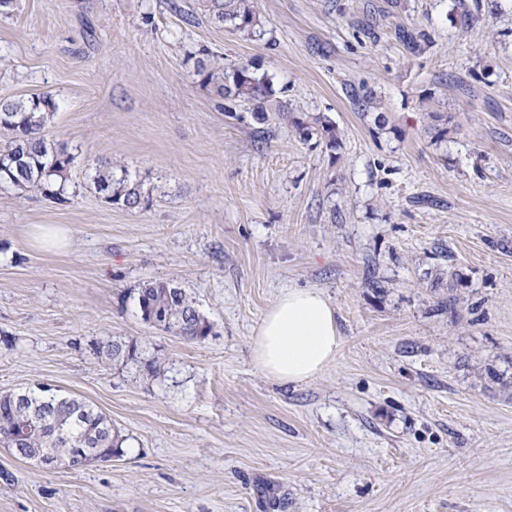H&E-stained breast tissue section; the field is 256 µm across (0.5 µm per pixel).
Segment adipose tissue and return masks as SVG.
<instances>
[{
  "label": "adipose tissue",
  "instance_id": "adipose-tissue-1",
  "mask_svg": "<svg viewBox=\"0 0 512 512\" xmlns=\"http://www.w3.org/2000/svg\"><path fill=\"white\" fill-rule=\"evenodd\" d=\"M342 337L335 306L317 289L282 292L251 338L254 367L280 384H300L336 360Z\"/></svg>",
  "mask_w": 512,
  "mask_h": 512
}]
</instances>
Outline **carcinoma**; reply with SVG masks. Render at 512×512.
<instances>
[{"label": "carcinoma", "mask_w": 512, "mask_h": 512, "mask_svg": "<svg viewBox=\"0 0 512 512\" xmlns=\"http://www.w3.org/2000/svg\"><path fill=\"white\" fill-rule=\"evenodd\" d=\"M204 7L216 25L247 36L262 32L254 0H205ZM428 42L430 35L425 31L414 29L406 35V46L413 53ZM196 72L202 76L203 84L230 102L226 112H233L234 104L245 102L251 106L257 123L283 122L304 139L316 135L326 141L329 149L336 148L338 136L331 122L320 118L311 122L293 115L288 103L275 98L271 80L256 76L249 66L199 58ZM56 110V100L50 94L27 99L0 98V132L8 135L7 146L0 149V159L12 160L8 168H0V185L36 190L51 201L64 204L69 202L68 173L75 156L67 147L49 144L40 135ZM91 180L109 205L137 209L145 199L142 184L130 180L125 170L116 173L110 162L94 164ZM137 303L144 322L186 343L201 344L212 334L213 324L196 307L191 295L172 281L147 283L141 288ZM97 355L104 361L137 363L146 377L154 378L164 369L160 357H142L134 339L104 343L97 348ZM13 437L21 441V458L39 466L51 459L77 469L92 451L105 459L124 454L125 438L106 415L83 399L58 394L45 385L0 393V439Z\"/></svg>", "instance_id": "obj_1"}]
</instances>
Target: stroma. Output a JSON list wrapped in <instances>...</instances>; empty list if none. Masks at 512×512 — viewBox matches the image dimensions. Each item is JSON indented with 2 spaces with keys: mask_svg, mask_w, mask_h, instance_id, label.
Returning <instances> with one entry per match:
<instances>
[{
  "mask_svg": "<svg viewBox=\"0 0 512 512\" xmlns=\"http://www.w3.org/2000/svg\"><path fill=\"white\" fill-rule=\"evenodd\" d=\"M468 4L466 25L451 0H256L259 37L198 0L0 14V98L52 94L41 134L76 155L69 203L0 188V392L50 385L127 438L77 471L0 447V512H512V0ZM202 49L332 122L336 149L225 113ZM99 161L142 181L141 208L99 198ZM151 280L191 293L204 343L143 322ZM295 287L330 299L343 341L283 385L250 341ZM117 338L160 377L97 358Z\"/></svg>",
  "mask_w": 512,
  "mask_h": 512,
  "instance_id": "obj_1",
  "label": "stroma"
}]
</instances>
